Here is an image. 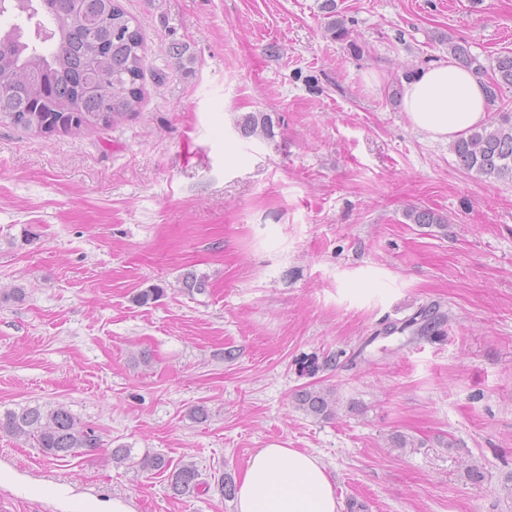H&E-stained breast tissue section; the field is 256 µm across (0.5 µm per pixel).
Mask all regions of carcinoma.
Masks as SVG:
<instances>
[{
    "label": "carcinoma",
    "instance_id": "obj_1",
    "mask_svg": "<svg viewBox=\"0 0 512 512\" xmlns=\"http://www.w3.org/2000/svg\"><path fill=\"white\" fill-rule=\"evenodd\" d=\"M329 22L328 35L349 43L350 28L337 11L336 0L321 5ZM112 19V36L98 34L94 22ZM0 120L51 134L62 117L60 110H76L75 129L87 130L110 124L138 109L143 99L140 81L144 76L145 40L141 27L134 23L116 0H0ZM35 21L37 42L24 40L23 23ZM448 55L464 68L481 75L485 72L466 46L453 36ZM512 87V53L496 58L487 85L490 103L499 99L502 89ZM269 115H249L241 123L245 135L272 137ZM451 150L463 169L485 177L512 179V113L498 116L453 141ZM406 217L414 224H443L445 219L429 210L412 209ZM445 315L422 308L402 326L392 324L389 332L403 333L413 327L424 336L435 330ZM294 399L306 414L331 419L337 414L336 395L331 390L302 389ZM0 430L13 437L31 440L47 457L93 456L101 450V440L91 427L80 422L63 405L22 407L0 414ZM144 469L168 474L176 496H194L207 483L191 462L179 465L160 454L146 455Z\"/></svg>",
    "mask_w": 512,
    "mask_h": 512
}]
</instances>
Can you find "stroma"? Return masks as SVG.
<instances>
[{"label": "stroma", "instance_id": "obj_1", "mask_svg": "<svg viewBox=\"0 0 512 512\" xmlns=\"http://www.w3.org/2000/svg\"><path fill=\"white\" fill-rule=\"evenodd\" d=\"M321 2L119 0L145 38L138 111L0 122V414L61 404L105 447L46 458L0 432L6 512H235L220 476L272 444L317 456L357 512H512V181L460 168L399 101L445 36L488 68L512 51V0H336L355 51ZM251 113L272 138L242 134ZM435 305L437 331L385 334ZM312 387L336 418L296 407ZM148 453L208 491L172 495ZM45 480L61 495L32 496ZM321 8L328 16V19H331L326 27L328 35L333 40L349 43L352 50H358L359 45L351 39L350 28L347 27L345 19L340 15L341 13L337 11L336 0H323ZM294 399L298 408L310 416L331 419L337 414L338 401L331 390L302 389L295 394Z\"/></svg>", "mask_w": 512, "mask_h": 512}]
</instances>
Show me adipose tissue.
Masks as SVG:
<instances>
[{"instance_id":"obj_1","label":"adipose tissue","mask_w":512,"mask_h":512,"mask_svg":"<svg viewBox=\"0 0 512 512\" xmlns=\"http://www.w3.org/2000/svg\"><path fill=\"white\" fill-rule=\"evenodd\" d=\"M401 104L413 127L450 140L485 125L486 84L454 62H436L402 85ZM335 479L313 454L278 444L258 449L237 481L236 512H340Z\"/></svg>"}]
</instances>
